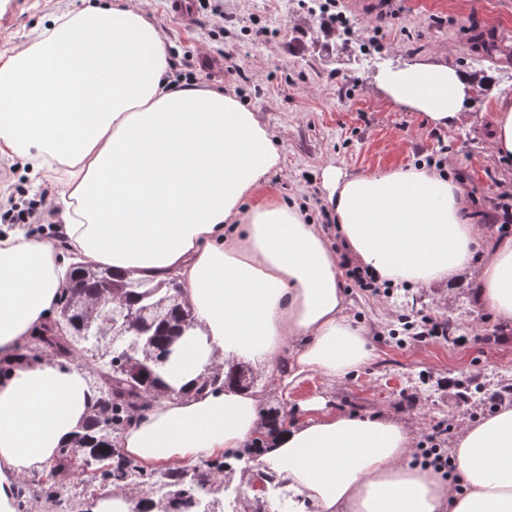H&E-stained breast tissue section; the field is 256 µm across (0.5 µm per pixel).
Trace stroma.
Instances as JSON below:
<instances>
[{
	"instance_id": "35a3bbf8",
	"label": "stroma",
	"mask_w": 512,
	"mask_h": 512,
	"mask_svg": "<svg viewBox=\"0 0 512 512\" xmlns=\"http://www.w3.org/2000/svg\"><path fill=\"white\" fill-rule=\"evenodd\" d=\"M224 18L199 10L192 27L169 15L164 0H143L150 21L170 49L192 54L196 83L235 93L268 127L281 150L280 170L269 187L284 201L306 206L315 223L332 211L321 181L326 166L350 175L376 173L440 159L462 174L470 199L512 194V159L496 158L488 143L492 98L477 92L469 122L432 127L419 113L393 105L375 90L381 71L406 61H438L473 72H492L498 95L512 99V59L477 63L471 37L494 36L512 46V0H396L399 17L372 32L374 16L357 0H335L312 13L303 0H223ZM85 0H0V53L22 43L38 26ZM233 54L238 73L209 71L205 60ZM345 312L365 328L371 360L356 375L329 384L310 378L274 387L257 379L262 409L303 416L302 405L324 398L351 414L386 411L402 419L415 443L433 426L454 427L491 415L488 407L463 406L459 395L475 384L498 391L512 383V324L479 308L468 276L410 290L395 287L375 296L344 280ZM448 318L477 344L439 341L410 345L397 337L401 316L415 312ZM252 481L244 462L214 474L213 512H251Z\"/></svg>"
}]
</instances>
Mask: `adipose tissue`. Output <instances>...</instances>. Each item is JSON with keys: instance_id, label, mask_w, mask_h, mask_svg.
<instances>
[{"instance_id": "ef3b65f1", "label": "adipose tissue", "mask_w": 512, "mask_h": 512, "mask_svg": "<svg viewBox=\"0 0 512 512\" xmlns=\"http://www.w3.org/2000/svg\"><path fill=\"white\" fill-rule=\"evenodd\" d=\"M376 84L434 127H456L491 78L407 62ZM0 159L58 180L51 204L68 251L120 273L177 278L195 327L158 372L159 396L118 441L140 463L181 464L244 447L259 430V391L200 388L222 363L262 374L288 365L300 384L343 381L370 357L344 314L336 243L392 284L454 283L468 274L481 309L512 323V237L481 231L466 189L426 166L322 173L334 230L299 203L262 194L283 159L235 94L171 83L168 50L125 0L61 13L0 54ZM69 285L54 242L0 235V512H16L19 476L57 458L100 397L85 371L21 358ZM401 420L346 414L318 401L281 424L258 472L295 512H512V406L465 424L449 474L411 462Z\"/></svg>"}]
</instances>
